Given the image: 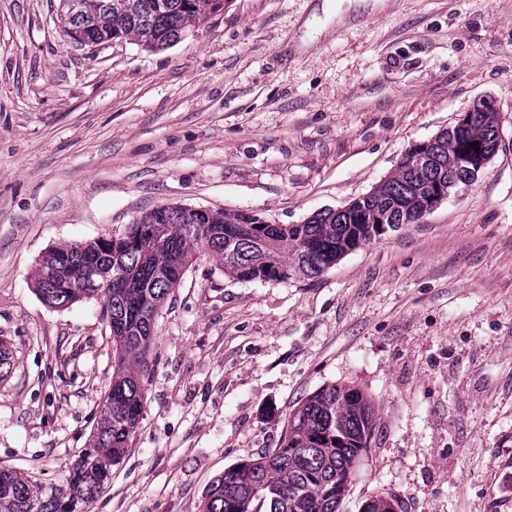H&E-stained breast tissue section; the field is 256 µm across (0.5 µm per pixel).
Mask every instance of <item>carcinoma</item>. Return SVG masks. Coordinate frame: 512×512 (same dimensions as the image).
Masks as SVG:
<instances>
[{
	"label": "carcinoma",
	"mask_w": 512,
	"mask_h": 512,
	"mask_svg": "<svg viewBox=\"0 0 512 512\" xmlns=\"http://www.w3.org/2000/svg\"><path fill=\"white\" fill-rule=\"evenodd\" d=\"M229 0H60L67 36L99 45L131 36L163 49L220 14ZM499 113L490 102L471 113L466 138L490 143ZM462 138L444 130L428 156L407 154L396 172L348 211H322L302 224H266L250 212L191 211L163 204L143 214L124 235L48 250L34 288L41 300L66 309L105 300L112 338V384L87 448L69 467L66 488L34 486L0 471V512H84L102 493L124 457L143 409L141 373L154 338V321L177 272L197 251L216 258L237 280L315 278L346 254L373 240L380 223L414 224L427 192L454 191L464 175L456 164ZM372 400L357 386L328 385L300 401L284 425L281 447L224 471L205 495L201 512H338L357 463L369 449Z\"/></svg>",
	"instance_id": "carcinoma-1"
}]
</instances>
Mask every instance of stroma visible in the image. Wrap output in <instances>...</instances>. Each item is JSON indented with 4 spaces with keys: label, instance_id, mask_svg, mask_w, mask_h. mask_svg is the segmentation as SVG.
I'll return each mask as SVG.
<instances>
[{
    "label": "stroma",
    "instance_id": "35a3bbf8",
    "mask_svg": "<svg viewBox=\"0 0 512 512\" xmlns=\"http://www.w3.org/2000/svg\"><path fill=\"white\" fill-rule=\"evenodd\" d=\"M59 0H0V470L61 486L112 380L92 299L41 255L162 204L301 224L391 176L481 101L478 180L314 279L242 282L198 252L155 318L144 408L85 512H201L323 386L375 406L339 512H512V0H230L167 49L70 40ZM480 105L481 110L477 112L470 110L461 115L457 123L453 126L454 130L461 134L469 125L465 137L471 142L490 143L493 142L497 136L498 138L494 146H485L478 143L479 151L475 150L474 145L473 149L461 151L459 165L467 170L469 178L466 186L473 184L478 179L479 174L495 156L500 146V135L498 134L497 128L500 119L499 113L491 102H482Z\"/></svg>",
    "mask_w": 512,
    "mask_h": 512
}]
</instances>
